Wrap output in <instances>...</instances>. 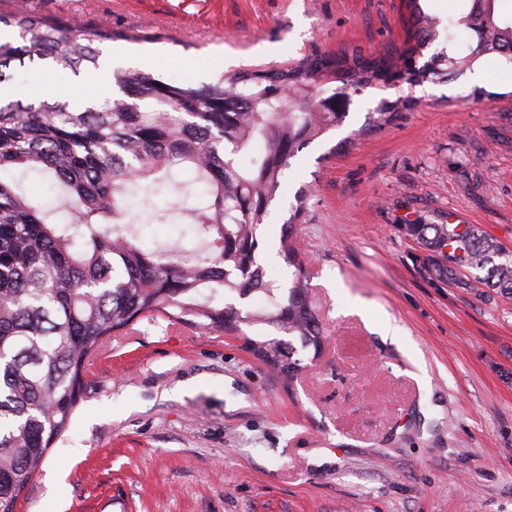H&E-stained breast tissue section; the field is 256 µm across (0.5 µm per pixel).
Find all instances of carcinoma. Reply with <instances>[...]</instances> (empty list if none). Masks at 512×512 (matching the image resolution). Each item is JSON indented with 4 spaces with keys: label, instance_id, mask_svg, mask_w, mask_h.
<instances>
[{
    "label": "carcinoma",
    "instance_id": "carcinoma-1",
    "mask_svg": "<svg viewBox=\"0 0 512 512\" xmlns=\"http://www.w3.org/2000/svg\"><path fill=\"white\" fill-rule=\"evenodd\" d=\"M412 20L399 55L312 54L295 66L238 68L216 82H165L146 69H117L122 96L102 106L72 107L56 99L0 98V512H16L47 451L67 430L83 394L84 374L103 341L143 319L227 334L262 323L299 338L314 354L324 336L309 295L310 262L293 241L308 211L300 190L283 224L281 253L295 270L277 295L257 261V230L276 198L290 160L343 123L342 98L395 80L419 85L470 68L483 56L512 65V0H471L469 11L438 21L421 0H406ZM0 84L28 65L48 61L78 74L99 67V44L139 41L123 30L80 33L68 23L26 11L0 13ZM462 29L476 46L462 56L446 49L417 60L438 38ZM341 83L315 102L322 87ZM407 96L381 101L367 125L382 129ZM252 156L246 166L235 161ZM15 171L49 174L59 204L38 207ZM176 171L205 185L201 206L187 211L203 247L159 251L143 245L127 205L139 191L174 184ZM410 231L433 252L435 276L487 269L478 282L512 296V259L496 263L498 246L469 224H415ZM267 304L244 316L224 304V291ZM249 350L287 382L304 369L292 342L247 339Z\"/></svg>",
    "mask_w": 512,
    "mask_h": 512
}]
</instances>
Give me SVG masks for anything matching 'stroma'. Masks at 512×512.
<instances>
[{
    "label": "stroma",
    "mask_w": 512,
    "mask_h": 512,
    "mask_svg": "<svg viewBox=\"0 0 512 512\" xmlns=\"http://www.w3.org/2000/svg\"><path fill=\"white\" fill-rule=\"evenodd\" d=\"M79 28L135 29L142 43H101L80 74L31 65L48 96L102 104L112 72L143 68L194 85L230 69L310 54L401 49L405 0H19ZM445 83L373 87L341 126L291 161L260 227L275 286L277 253L301 187L311 197L296 241L325 327L321 354L297 349L294 388L241 335L164 319L112 336L85 376L69 428L16 512H512V297L475 287L479 272L437 280L406 226L470 224L512 252V68L480 63ZM419 99L362 132L380 99ZM195 195L131 198L143 244L196 242L193 224L156 220Z\"/></svg>",
    "instance_id": "35a3bbf8"
}]
</instances>
